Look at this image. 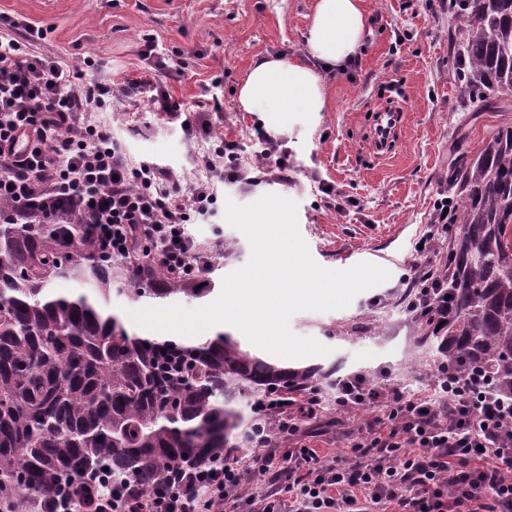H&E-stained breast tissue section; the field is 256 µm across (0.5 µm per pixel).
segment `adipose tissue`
Masks as SVG:
<instances>
[{"instance_id": "adipose-tissue-1", "label": "adipose tissue", "mask_w": 512, "mask_h": 512, "mask_svg": "<svg viewBox=\"0 0 512 512\" xmlns=\"http://www.w3.org/2000/svg\"><path fill=\"white\" fill-rule=\"evenodd\" d=\"M368 31L363 0H317L308 18L303 60L256 59L238 91L243 110L260 113L274 126L286 124L295 112L327 111L325 73L351 64Z\"/></svg>"}]
</instances>
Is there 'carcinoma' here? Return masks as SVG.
I'll return each mask as SVG.
<instances>
[{"instance_id": "cac0c4a2", "label": "carcinoma", "mask_w": 512, "mask_h": 512, "mask_svg": "<svg viewBox=\"0 0 512 512\" xmlns=\"http://www.w3.org/2000/svg\"><path fill=\"white\" fill-rule=\"evenodd\" d=\"M449 38L463 51L459 81L483 110L512 92V0H452ZM451 253L453 314L421 341L452 369L477 366L512 395V125L475 155L460 150ZM77 195L33 184L21 202L0 199V490L13 512L55 497H89L91 474L112 489L149 497L175 473H205L267 441L256 405L298 399L331 377L319 366L264 360L224 331L194 343L140 336L112 309V297L199 300L206 277L174 279L155 262L138 270L94 247ZM90 283L61 291L57 282Z\"/></svg>"}]
</instances>
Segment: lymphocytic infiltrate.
Segmentation results:
<instances>
[{
    "mask_svg": "<svg viewBox=\"0 0 512 512\" xmlns=\"http://www.w3.org/2000/svg\"><path fill=\"white\" fill-rule=\"evenodd\" d=\"M46 29L0 18V197L23 200L32 181L89 206L100 255L143 254L172 277L206 267L208 249L186 232L211 212L212 175L255 185L238 162L237 142L218 137L221 111L199 109L183 122L189 138L215 139L198 159L205 177L189 182L156 164L130 165L123 143L100 120L113 102H145L149 111L181 107L160 80L95 82L72 88L71 74L35 50ZM450 270L416 267L407 308L428 329L448 323ZM445 402L409 398L398 388L359 378L336 383V410L374 411L357 431L353 461L323 448H265L225 461L185 490L126 498L104 488L90 499L65 498L37 512H372L396 502L398 512H512V398L495 396L481 368L442 366L436 376ZM273 473L270 492L245 488L249 475Z\"/></svg>",
    "mask_w": 512,
    "mask_h": 512,
    "instance_id": "1",
    "label": "lymphocytic infiltrate"
}]
</instances>
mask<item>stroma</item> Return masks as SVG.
I'll list each match as a JSON object with an SVG mask.
<instances>
[{
    "instance_id": "1",
    "label": "stroma",
    "mask_w": 512,
    "mask_h": 512,
    "mask_svg": "<svg viewBox=\"0 0 512 512\" xmlns=\"http://www.w3.org/2000/svg\"><path fill=\"white\" fill-rule=\"evenodd\" d=\"M370 32L347 70L326 75L330 105L315 128L295 123L269 134L288 154V178L250 189L218 183L207 217L187 231L197 242H231V254L213 257L215 285L250 258L244 234L225 217L227 202L250 204L274 193L298 204L299 231L313 259L342 270L361 262L388 269L390 278L359 293L342 310L303 311L291 331L330 347L325 356L302 358L305 366L335 367L337 376L358 375L398 387L411 398L445 400L434 383L441 364L406 309L412 285L409 264L431 221L434 204L455 198L449 181L458 145L478 151L496 129L512 125V93L497 94L495 109L469 105L448 44L456 21L448 0H363ZM315 0H0L6 16L47 29L41 51L73 73L75 90L104 76L117 81L144 74L137 43L152 35L180 52L182 75L167 80L182 111L221 103L224 138L242 152L258 143L257 117L242 111L237 91L253 61L271 54L296 61L304 55L308 17ZM103 71L87 70L85 58ZM397 90L409 123L392 154L378 159L368 144L367 119L381 92ZM107 128L126 144L132 161L147 160L187 181L199 175L204 144L188 139L179 116L118 107L103 113ZM317 421L328 429L323 448H345L363 418L350 413L332 425L335 395L322 391Z\"/></svg>"
}]
</instances>
